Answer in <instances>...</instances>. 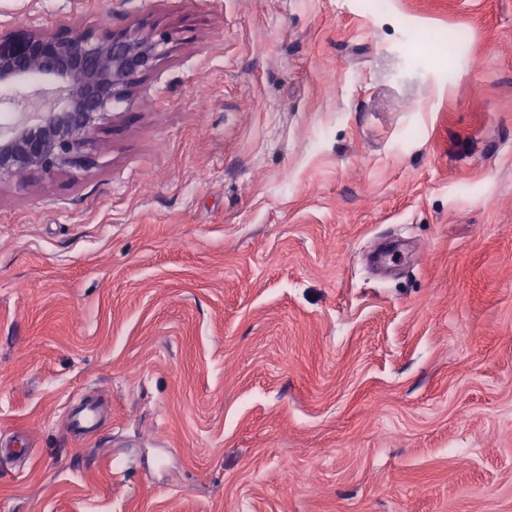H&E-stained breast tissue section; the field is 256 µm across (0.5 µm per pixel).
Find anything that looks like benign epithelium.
Instances as JSON below:
<instances>
[{"label": "benign epithelium", "mask_w": 512, "mask_h": 512, "mask_svg": "<svg viewBox=\"0 0 512 512\" xmlns=\"http://www.w3.org/2000/svg\"><path fill=\"white\" fill-rule=\"evenodd\" d=\"M164 35L67 28L0 32V84L35 69L56 82L57 102L0 132V181L27 171L51 175L91 161L87 149L115 104L164 55Z\"/></svg>", "instance_id": "benign-epithelium-1"}]
</instances>
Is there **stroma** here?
I'll return each instance as SVG.
<instances>
[{
    "label": "stroma",
    "instance_id": "stroma-1",
    "mask_svg": "<svg viewBox=\"0 0 512 512\" xmlns=\"http://www.w3.org/2000/svg\"><path fill=\"white\" fill-rule=\"evenodd\" d=\"M75 25L168 54L0 182V512H512V0H0ZM99 421L97 409L85 406L72 413L66 433L71 437H80L93 430Z\"/></svg>",
    "mask_w": 512,
    "mask_h": 512
}]
</instances>
